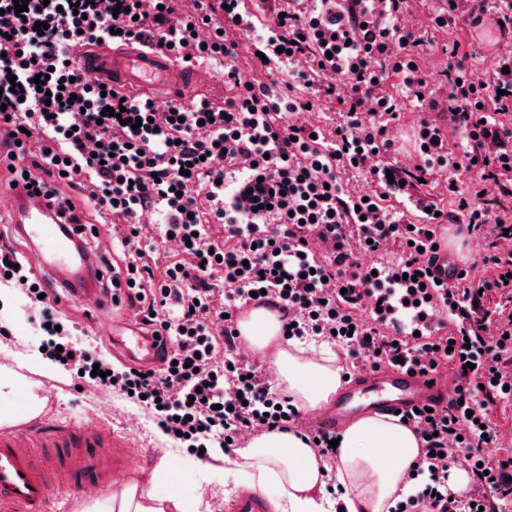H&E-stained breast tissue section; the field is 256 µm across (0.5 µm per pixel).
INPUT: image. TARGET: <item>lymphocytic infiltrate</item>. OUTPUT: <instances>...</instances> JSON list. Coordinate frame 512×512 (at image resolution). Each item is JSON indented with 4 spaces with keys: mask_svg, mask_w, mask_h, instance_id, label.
Returning <instances> with one entry per match:
<instances>
[{
    "mask_svg": "<svg viewBox=\"0 0 512 512\" xmlns=\"http://www.w3.org/2000/svg\"><path fill=\"white\" fill-rule=\"evenodd\" d=\"M182 2L29 0L19 13L13 0H0V129L19 149L29 130L42 132L28 184L69 214L80 202L59 186L82 185L83 200L108 211L134 238L143 212L161 214L162 233L186 258L167 266L158 281L149 265L125 263L128 290L149 297L144 324L168 339L159 368L113 367L95 347L72 340L44 298L46 356L61 351L66 367L100 369L98 385L143 402L162 431L185 434L194 453L219 440L238 448L251 435L291 431L300 413L269 379L252 365L217 357L208 279L222 271L227 341L240 338L235 316L261 290L291 336L322 337L354 364L399 359L423 372L449 368L454 399L407 419L423 439L414 471L427 479L393 512H500L501 500L512 495V456L492 457L485 448L496 437L493 406L512 397L505 376L512 370V254L498 247L512 227V210L484 190L489 181L512 187V84L469 87L460 81L468 72L464 58L449 66L448 114L462 131L460 141L448 142L431 117L437 105L429 103L418 130L421 162L394 174L405 183L451 164L468 173L469 189L459 214L431 211L427 223L410 227L379 196L349 194L340 178L350 170L377 180L386 174L378 160L393 146L387 124L399 116L396 98L383 91L388 72L402 74L411 94L427 89L414 58L421 38L398 24L406 0H280L262 33L243 24L242 0H224L218 14L209 0H192L188 11ZM488 16L512 25V0H472L464 13L448 4L434 22L477 27ZM38 22L44 32L35 30ZM230 30L255 37L265 57L283 49L289 61H305L296 74L305 87L321 84L328 72L344 79L341 88L321 84L324 96L343 107L329 142L313 139L312 126L289 123V114L308 105L290 86L247 85L220 105L204 100L191 110L159 109L103 88L76 61L86 43L134 41L180 56L230 58L236 50ZM107 107L123 110L129 121L141 118V126L104 115ZM191 184L203 189V200L186 194ZM213 222L224 227L223 243L210 236ZM446 224L484 241L483 263L494 275L482 290L498 292L500 304H479L480 290L457 280L440 292L454 306L453 329L421 343L401 339L383 316L362 319L363 296L384 283L360 256L393 249L399 287L427 283ZM461 451L471 476L466 489L452 494L448 470Z\"/></svg>",
    "mask_w": 512,
    "mask_h": 512,
    "instance_id": "lymphocytic-infiltrate-1",
    "label": "lymphocytic infiltrate"
}]
</instances>
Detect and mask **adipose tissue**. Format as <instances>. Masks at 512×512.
<instances>
[{
    "instance_id": "1",
    "label": "adipose tissue",
    "mask_w": 512,
    "mask_h": 512,
    "mask_svg": "<svg viewBox=\"0 0 512 512\" xmlns=\"http://www.w3.org/2000/svg\"><path fill=\"white\" fill-rule=\"evenodd\" d=\"M277 312L252 310L240 323L241 337L254 352L275 354V380L291 404L311 414L333 401L343 369L325 343L281 341ZM421 448L411 428L387 415L353 421L340 435L334 463H327L293 432H268L225 454V465L251 489L272 495L276 512H389L416 481L410 471ZM345 493L327 497L328 479ZM170 472L159 461L153 485L126 484L108 504L84 512H182L179 496L168 489Z\"/></svg>"
}]
</instances>
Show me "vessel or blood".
Returning <instances> with one entry per match:
<instances>
[{
    "instance_id": "b4317fda",
    "label": "vessel or blood",
    "mask_w": 512,
    "mask_h": 512,
    "mask_svg": "<svg viewBox=\"0 0 512 512\" xmlns=\"http://www.w3.org/2000/svg\"><path fill=\"white\" fill-rule=\"evenodd\" d=\"M79 60L93 78L116 89L140 91L157 103L183 101L201 84L198 65L140 45L112 49L88 45ZM0 193L9 200L14 232L29 245L35 264L52 286L67 297L104 305L107 291L104 278L98 275L97 260L71 230L60 208L22 182ZM382 313L397 320L409 336L436 329L448 318L443 306L410 312L397 295L383 303ZM161 345L152 334L130 325L112 329L113 350L144 368L160 364ZM449 400L440 373L422 374L403 365L371 367L345 382L336 400L314 421L313 429L337 433L365 414H410ZM24 440L18 432H0V512H44L54 485L96 487L111 481L113 471L128 461L126 448L99 426L51 425L35 435L33 452L25 448ZM233 512H270V505L265 497L244 491L235 499Z\"/></svg>"
}]
</instances>
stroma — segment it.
Here are the masks:
<instances>
[{
  "mask_svg": "<svg viewBox=\"0 0 512 512\" xmlns=\"http://www.w3.org/2000/svg\"><path fill=\"white\" fill-rule=\"evenodd\" d=\"M441 8L442 0H407L403 13L404 26L416 29L421 36L417 63L427 77L435 101L440 104L448 93L446 72L452 44H460L470 69L480 70L484 80H495L503 65L512 66V30L502 31L492 26L477 35L459 25L441 30L432 22ZM237 42L233 64L240 82L257 85L273 80L283 86L292 82V66H260L252 55L250 37H238ZM385 90L401 103L398 120L389 124L395 152L386 156L385 163L389 166L413 163L418 158L417 128L424 112L419 103L407 96L400 74L389 75ZM452 179L459 188H467L464 173L444 169L434 174L425 186L400 188L376 184L372 190L382 193L385 205L398 215L421 224L425 221L424 214L414 208V200L431 201L447 211L457 207V196L445 189ZM441 237L453 239L451 254L458 263L472 265L474 281L492 278V270L481 261L483 248L478 239L458 232L452 225L442 230ZM56 309L75 326L76 340L97 344L104 354L112 355L115 364H122V357L113 355L108 336L113 323L138 319L139 305L123 299L90 312L76 299L59 302ZM41 341L38 307L32 304L25 289L10 286L7 293L0 295V367L14 370L21 376L19 397L34 393L45 400L42 417L24 423V430L32 433L57 421L74 425L93 423L123 440L130 453L129 469L113 477L110 484L93 490L61 486L55 491L47 512H82L93 500L110 499L129 482L149 486L153 471L163 457L167 458L178 480L176 488L186 512H229L232 500L243 485L230 474L219 481L210 477V466L223 463V449H210L207 458H199L164 434L152 411L145 406L120 393L80 383L74 372L62 367L46 370V357L39 350Z\"/></svg>",
  "mask_w": 512,
  "mask_h": 512,
  "instance_id": "1",
  "label": "stroma"
}]
</instances>
